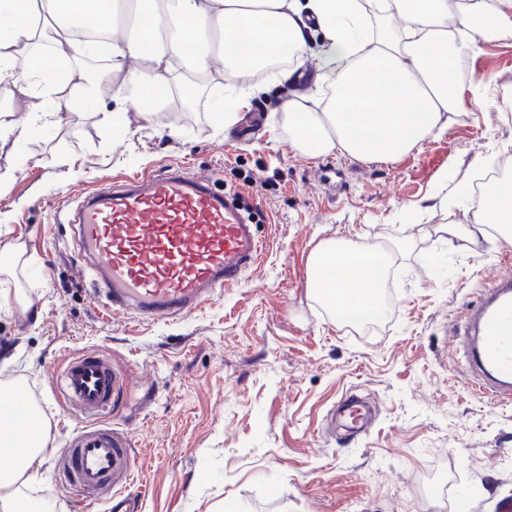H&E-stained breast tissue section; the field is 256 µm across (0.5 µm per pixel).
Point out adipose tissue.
Returning a JSON list of instances; mask_svg holds the SVG:
<instances>
[{"instance_id": "obj_1", "label": "adipose tissue", "mask_w": 512, "mask_h": 512, "mask_svg": "<svg viewBox=\"0 0 512 512\" xmlns=\"http://www.w3.org/2000/svg\"><path fill=\"white\" fill-rule=\"evenodd\" d=\"M112 39L104 82L80 64L90 45L75 39L64 12ZM0 79L9 98H24L35 118L70 110L74 100L112 90L114 138L136 112L152 122L184 97L180 67L208 76L224 65L230 95L252 94L250 78L272 57H284L281 82H297L308 59L334 74V93L317 103L295 91L281 106L296 149L310 158L341 153L364 162L395 160L422 139L443 132L469 103L449 82L460 58L478 44L512 40V0H0ZM490 224L512 234V188L490 187L467 228L443 225L449 236L484 234ZM385 253L331 240L310 258L312 295L333 303L337 318L363 324L381 314L378 282ZM40 426L0 434V456L14 469L0 475V512H41L18 481L42 447Z\"/></svg>"}]
</instances>
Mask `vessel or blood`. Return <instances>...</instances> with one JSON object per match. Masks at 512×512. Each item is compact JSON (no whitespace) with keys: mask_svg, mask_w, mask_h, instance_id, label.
<instances>
[{"mask_svg":"<svg viewBox=\"0 0 512 512\" xmlns=\"http://www.w3.org/2000/svg\"><path fill=\"white\" fill-rule=\"evenodd\" d=\"M73 246L86 258L93 294L111 314L163 320L194 313L217 290L238 284L258 262L263 243L239 194L216 190L206 175L164 166L109 178L94 191L63 201ZM472 385L512 400V263L502 268L459 329ZM68 416L84 424L57 454V470L89 500L111 504L131 484L135 458L114 432V391L130 383L96 353L68 358L53 375ZM350 432L365 429L357 400L340 406Z\"/></svg>","mask_w":512,"mask_h":512,"instance_id":"vessel-or-blood-1","label":"vessel or blood"}]
</instances>
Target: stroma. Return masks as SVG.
<instances>
[{
    "mask_svg": "<svg viewBox=\"0 0 512 512\" xmlns=\"http://www.w3.org/2000/svg\"><path fill=\"white\" fill-rule=\"evenodd\" d=\"M461 70L470 109L393 162L302 155L276 89L221 125L213 85L192 110L169 109L123 141L105 95L17 142L30 162L0 187V246L20 259L0 286L19 287L24 303L0 304V353L16 356L0 381L21 384L48 426L23 493L46 512H105L58 476L55 454L82 423L64 417L51 385L69 356L103 351L136 382L112 407L136 457L134 512H494L512 491V402L465 383L450 331L507 243L493 226L474 241L440 227L472 223L473 181L512 150V41L479 44ZM168 165L240 193L265 254L193 314L106 317L58 208L102 178ZM331 239L391 255L370 325L339 323L309 291V258ZM348 394L372 403L370 425L326 433Z\"/></svg>",
    "mask_w": 512,
    "mask_h": 512,
    "instance_id": "35a3bbf8",
    "label": "stroma"
}]
</instances>
